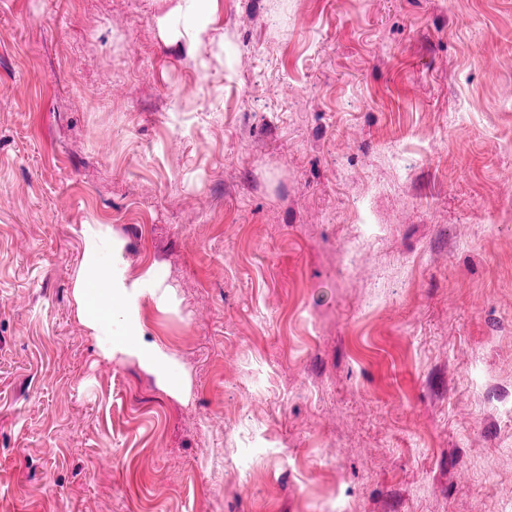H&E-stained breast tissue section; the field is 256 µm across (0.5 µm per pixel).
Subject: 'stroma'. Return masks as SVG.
I'll use <instances>...</instances> for the list:
<instances>
[{"label": "stroma", "mask_w": 512, "mask_h": 512, "mask_svg": "<svg viewBox=\"0 0 512 512\" xmlns=\"http://www.w3.org/2000/svg\"><path fill=\"white\" fill-rule=\"evenodd\" d=\"M0 512H512V0H0ZM82 236L84 257L77 275L82 322L95 332L106 356H135L168 389H178L180 377L173 355L136 341L141 333L136 303L145 294H158L156 277L147 272L129 279L123 248L113 244L99 224L84 225Z\"/></svg>", "instance_id": "obj_1"}]
</instances>
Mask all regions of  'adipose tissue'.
I'll use <instances>...</instances> for the list:
<instances>
[{
  "mask_svg": "<svg viewBox=\"0 0 512 512\" xmlns=\"http://www.w3.org/2000/svg\"><path fill=\"white\" fill-rule=\"evenodd\" d=\"M82 236L84 257L77 293L83 323L95 332L105 355L135 356L168 389H178L180 377L173 355L136 341L141 333L136 303L143 295L158 294L156 277L148 273L129 279L123 248L113 244L100 225H84Z\"/></svg>",
  "mask_w": 512,
  "mask_h": 512,
  "instance_id": "ef3b65f1",
  "label": "adipose tissue"
}]
</instances>
